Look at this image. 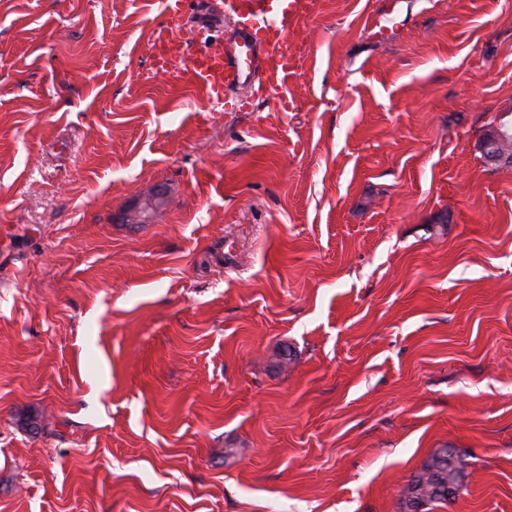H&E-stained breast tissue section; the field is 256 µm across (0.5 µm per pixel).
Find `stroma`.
Listing matches in <instances>:
<instances>
[{"instance_id":"1","label":"stroma","mask_w":512,"mask_h":512,"mask_svg":"<svg viewBox=\"0 0 512 512\" xmlns=\"http://www.w3.org/2000/svg\"><path fill=\"white\" fill-rule=\"evenodd\" d=\"M220 4L0 0V512H512V0H321L246 112L150 58ZM512 140V127L500 124L495 130L487 135L483 141V154L489 165H498L500 163H511V151L506 147ZM466 466L461 455L443 450L433 456L406 486L410 492H415L416 498L425 501L424 506L443 503L448 501V491L453 497L457 494Z\"/></svg>"}]
</instances>
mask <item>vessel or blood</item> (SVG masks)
Listing matches in <instances>:
<instances>
[{
	"mask_svg": "<svg viewBox=\"0 0 512 512\" xmlns=\"http://www.w3.org/2000/svg\"><path fill=\"white\" fill-rule=\"evenodd\" d=\"M318 7L319 0H223L218 13L234 23L229 36L197 49L164 26L153 31L150 50L173 86L211 99L252 85L279 91L297 75L290 47Z\"/></svg>",
	"mask_w": 512,
	"mask_h": 512,
	"instance_id": "b4317fda",
	"label": "vessel or blood"
}]
</instances>
